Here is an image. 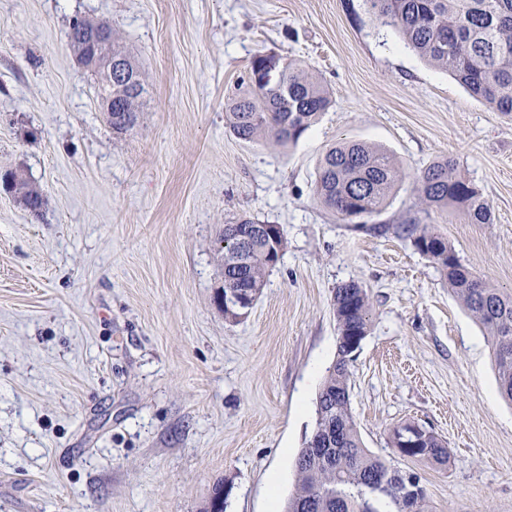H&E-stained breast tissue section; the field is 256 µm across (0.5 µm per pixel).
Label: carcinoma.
I'll use <instances>...</instances> for the list:
<instances>
[{
	"instance_id": "cac0c4a2",
	"label": "carcinoma",
	"mask_w": 512,
	"mask_h": 512,
	"mask_svg": "<svg viewBox=\"0 0 512 512\" xmlns=\"http://www.w3.org/2000/svg\"><path fill=\"white\" fill-rule=\"evenodd\" d=\"M382 26L394 28L405 44L428 65L448 73L475 99L505 115L512 114V0H363ZM279 72L273 85L247 77L227 99L225 117L233 134L245 141L274 145L295 143L332 103L328 89L299 63L276 53L256 56L249 72L267 65ZM405 178L404 169L387 151L363 143H340L328 150L318 169L315 193L325 207L352 223L379 213L389 194ZM418 210L404 224L384 225L382 233L408 240L431 259L466 310L487 332L495 358L501 397L512 403V293L490 286L459 259L453 246L424 219L429 210L457 205L474 223L487 224L491 210L482 193L447 158L426 167L416 178ZM0 188L33 217H43L44 198L18 171L0 175ZM224 288L262 293L273 256L284 251L283 230L268 231L243 246L219 234ZM337 358L317 395L315 436L325 442L321 453L300 450L295 492L285 512H430L422 477L402 471L365 447L351 411V345L367 336L373 304L358 283L336 287ZM409 424L393 428L389 443L407 457L437 465L448 462L445 442L431 431L419 432L411 448L397 442ZM204 512H224V482L213 485Z\"/></svg>"
}]
</instances>
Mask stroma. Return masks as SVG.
Masks as SVG:
<instances>
[{
    "mask_svg": "<svg viewBox=\"0 0 512 512\" xmlns=\"http://www.w3.org/2000/svg\"><path fill=\"white\" fill-rule=\"evenodd\" d=\"M104 22L145 85L138 120L107 124L69 46ZM299 61L333 103L293 145L238 139L224 102L254 56ZM341 141L408 176L382 212L339 219L315 196ZM450 158L492 221L431 210L478 276L512 291V115L471 97L379 26L362 0H0V172L42 192L34 219L0 190V512H284L336 359L335 288L372 298L351 366L366 448L423 477L432 512H512V404L492 347L437 266L372 233L415 212L414 178ZM247 215L286 247L239 321L214 301L218 232ZM411 423L447 467L394 456Z\"/></svg>",
    "mask_w": 512,
    "mask_h": 512,
    "instance_id": "stroma-1",
    "label": "stroma"
}]
</instances>
